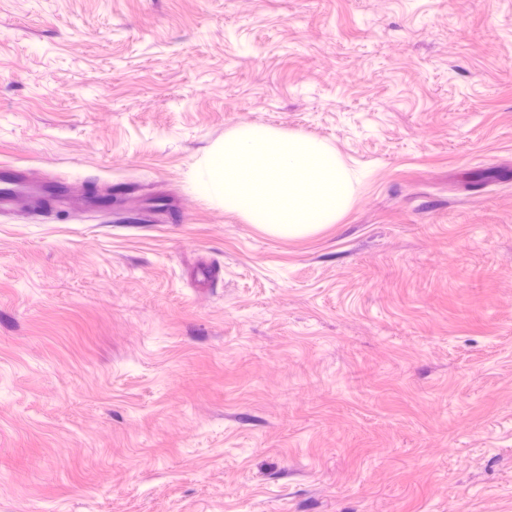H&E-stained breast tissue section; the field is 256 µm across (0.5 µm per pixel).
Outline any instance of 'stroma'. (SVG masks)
I'll list each match as a JSON object with an SVG mask.
<instances>
[{
    "mask_svg": "<svg viewBox=\"0 0 512 512\" xmlns=\"http://www.w3.org/2000/svg\"><path fill=\"white\" fill-rule=\"evenodd\" d=\"M323 141L335 223L201 195ZM0 512H512V0H0ZM29 191L37 204L52 201L65 206L71 199L69 187L61 182L31 183L22 169L14 166H0V214L13 210L17 199Z\"/></svg>",
    "mask_w": 512,
    "mask_h": 512,
    "instance_id": "obj_1",
    "label": "stroma"
}]
</instances>
